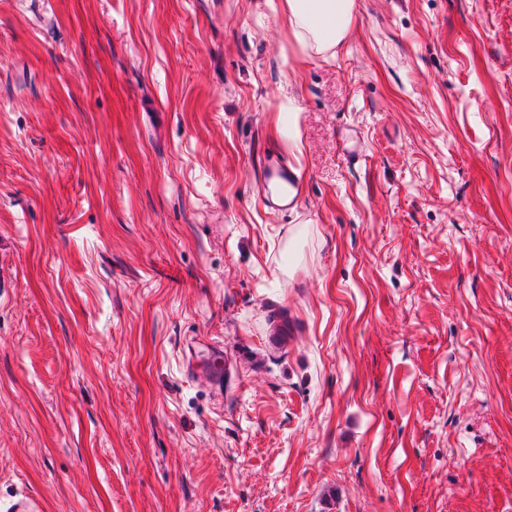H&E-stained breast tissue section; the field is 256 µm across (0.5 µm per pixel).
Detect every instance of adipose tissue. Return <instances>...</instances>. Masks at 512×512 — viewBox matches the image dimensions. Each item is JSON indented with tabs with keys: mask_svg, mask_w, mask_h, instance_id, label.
Returning <instances> with one entry per match:
<instances>
[{
	"mask_svg": "<svg viewBox=\"0 0 512 512\" xmlns=\"http://www.w3.org/2000/svg\"><path fill=\"white\" fill-rule=\"evenodd\" d=\"M354 0H285L298 43L324 53L340 45L354 18Z\"/></svg>",
	"mask_w": 512,
	"mask_h": 512,
	"instance_id": "ef3b65f1",
	"label": "adipose tissue"
}]
</instances>
